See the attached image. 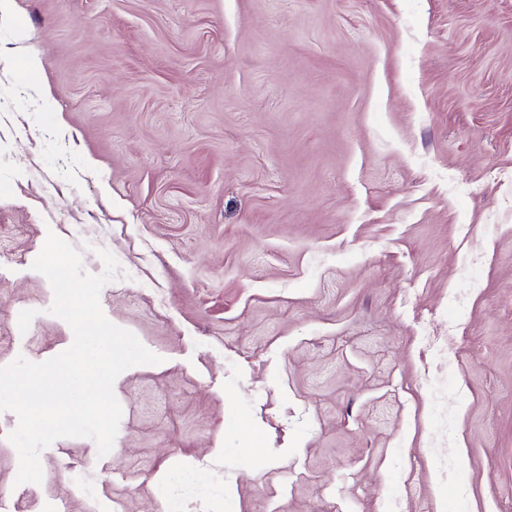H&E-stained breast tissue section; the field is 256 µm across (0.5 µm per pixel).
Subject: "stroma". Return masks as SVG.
<instances>
[{
  "mask_svg": "<svg viewBox=\"0 0 512 512\" xmlns=\"http://www.w3.org/2000/svg\"><path fill=\"white\" fill-rule=\"evenodd\" d=\"M0 367L48 233L158 365L0 512H512V0H14Z\"/></svg>",
  "mask_w": 512,
  "mask_h": 512,
  "instance_id": "1",
  "label": "stroma"
}]
</instances>
